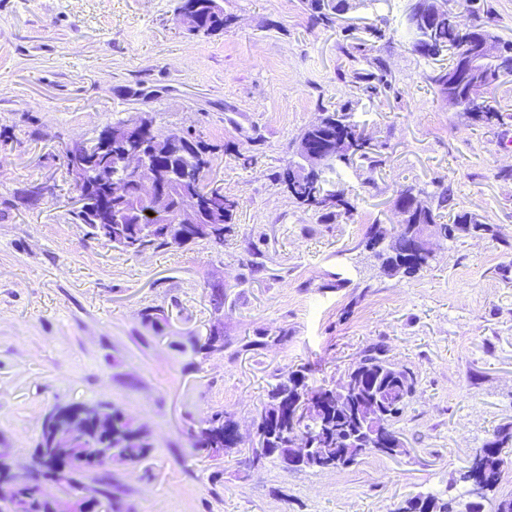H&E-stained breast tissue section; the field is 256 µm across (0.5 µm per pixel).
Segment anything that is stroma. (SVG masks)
<instances>
[{"label":"stroma","mask_w":512,"mask_h":512,"mask_svg":"<svg viewBox=\"0 0 512 512\" xmlns=\"http://www.w3.org/2000/svg\"><path fill=\"white\" fill-rule=\"evenodd\" d=\"M223 5L233 24L206 36L181 27L177 0H0V448L26 460L54 404L106 402L152 437L144 462L96 473L125 512H392L445 491L512 425V123L449 110L428 80L448 56L405 47L408 0L330 26L304 0ZM378 18L386 37L354 60L344 27ZM376 57L391 87L370 99L352 72ZM348 100L384 163L330 173L357 211L325 224L277 175L321 111ZM136 109L209 145V182L239 202L223 244L134 255L73 223L67 144ZM408 184L448 188L453 211L498 239L444 240L415 278L381 274L363 240L396 222ZM216 329L229 341L220 352L206 346ZM283 330L287 342L243 348ZM373 342L418 379L394 424L405 454L292 470L199 447L210 413L252 437L278 377L304 366L310 385H335Z\"/></svg>","instance_id":"stroma-1"}]
</instances>
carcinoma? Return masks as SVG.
<instances>
[{"mask_svg":"<svg viewBox=\"0 0 512 512\" xmlns=\"http://www.w3.org/2000/svg\"><path fill=\"white\" fill-rule=\"evenodd\" d=\"M307 10L314 20L325 26L333 23V18L350 7L349 0H305ZM188 6L198 18L200 33L217 35L224 32L233 21V17L224 12V7L215 0H179L178 6ZM489 19H480L466 26L461 23L455 13L436 12L430 20L431 32L429 39L421 41L411 25H406L408 49L415 55L435 60L447 53L451 59L448 69L441 70L428 77L440 93L448 100V105L460 106L465 109L472 106L460 92H448V71L455 68L459 59L470 53L478 39L489 37ZM512 67V44L504 45V51L490 61L486 73L494 74L503 68ZM353 79L360 85L368 97H375L385 92L391 86L389 69L384 59L375 58L371 62V70L367 72L354 71ZM472 120L486 126H503L506 121H512V113L504 112L496 100L490 98L475 106ZM350 106L341 104L332 112L325 113L326 127L315 129L308 127L301 138L315 143L328 140L330 137L343 135L351 142L348 152L341 163L348 167H364L374 171L383 163L381 146L373 143V139L358 129L348 120ZM173 149L182 151L195 160H204L210 164L206 148L201 141L190 133L168 132ZM281 182L288 187L289 195L298 203L306 205L320 213L321 221L328 222L337 217L335 209L343 208L344 215L352 217L355 207L346 199L345 189L336 188V193L323 197L318 192V176L312 175L303 182L293 180L291 167H286L280 174ZM450 202L448 190L443 189L437 195V205L422 209L416 218L418 224H440L446 232V238L453 239L464 233L473 236L489 235L498 239V233L492 224H483L469 212L444 214ZM238 207V201L229 196L214 204L218 211V224L223 233L215 236L213 242L224 244V232L229 230L233 215ZM117 236L112 239V247L127 253L139 254L150 247L165 245L162 239H152L141 242L135 238L133 225L123 224L116 229ZM364 248L379 261L382 271L388 276L397 274L411 278L431 266L432 258L425 255L402 256L404 269H399L394 251L402 248L401 240L390 242L386 239V227L374 224L370 227L364 240ZM356 387L350 395V401L360 400L377 402L387 414L386 425L374 431L373 445L376 448H387L396 440L398 433L393 424L403 412L408 400L417 389V377L408 367L391 361L386 354L384 345L373 343L365 346L357 360L350 366ZM301 400L305 405L321 416L323 424L315 430H307V424L299 416L288 412L289 406ZM85 417L94 422L89 431L84 447L99 449L93 458L84 456L81 449L76 448L73 454L76 458L72 477L63 483L71 490L90 491L101 495L109 505L111 512H120L119 500L109 491L91 485L87 482L89 474L94 470L112 463L127 462L138 464L145 461L150 454L152 441L150 433L136 425L120 408L107 403L85 405L80 407ZM232 416L226 413H216L207 421V427L201 431V444L205 448L219 450L226 447L229 438ZM357 429V423L347 416L336 415V393L328 386L312 387L307 382V369L301 367L286 375H282L267 391V401L262 405L258 415L257 432L263 447L267 448L268 458L279 460L283 466H288L289 443L297 434L308 432L314 447L321 449L317 457L297 465L299 469H323L322 461L336 459V432ZM512 443V426L500 427L493 433L485 447L493 449L486 456V466L481 471V480L486 492L493 491L499 481L500 455L504 448ZM51 476V470L45 469L30 473L27 477L12 483L3 498L0 499V512H54L51 502L44 499L40 491L43 480ZM472 474L464 470L459 474L457 482L463 492L457 495L444 496L434 491L419 492L407 499L395 512H453L457 501L464 497Z\"/></svg>","mask_w":512,"mask_h":512,"instance_id":"cac0c4a2","label":"carcinoma"}]
</instances>
